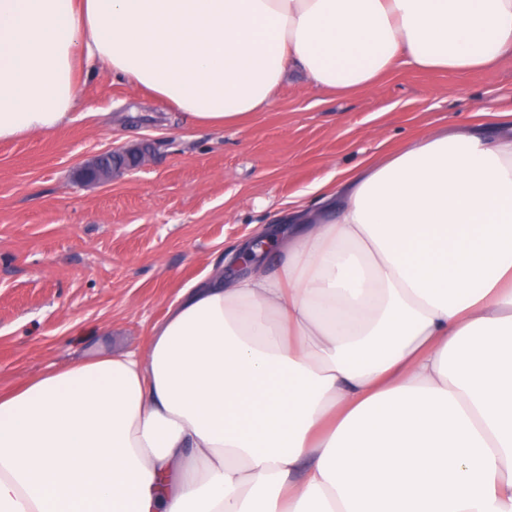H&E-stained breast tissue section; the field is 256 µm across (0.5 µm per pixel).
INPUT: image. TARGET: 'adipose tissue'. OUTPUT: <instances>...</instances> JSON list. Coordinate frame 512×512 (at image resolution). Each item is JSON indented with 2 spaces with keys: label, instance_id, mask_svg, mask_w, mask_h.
<instances>
[{
  "label": "adipose tissue",
  "instance_id": "obj_1",
  "mask_svg": "<svg viewBox=\"0 0 512 512\" xmlns=\"http://www.w3.org/2000/svg\"><path fill=\"white\" fill-rule=\"evenodd\" d=\"M512 56V0H0V142L95 63L192 125ZM314 185L123 350L0 394V512H512V124Z\"/></svg>",
  "mask_w": 512,
  "mask_h": 512
}]
</instances>
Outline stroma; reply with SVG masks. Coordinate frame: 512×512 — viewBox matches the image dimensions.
<instances>
[{
	"label": "stroma",
	"instance_id": "stroma-1",
	"mask_svg": "<svg viewBox=\"0 0 512 512\" xmlns=\"http://www.w3.org/2000/svg\"><path fill=\"white\" fill-rule=\"evenodd\" d=\"M82 119L0 143V389L145 348L151 326L213 258L256 226L317 209L313 184L482 109L512 111V59L470 71L404 65L375 88L331 95L291 77L245 127L184 123L162 100L97 67L79 81ZM144 161L87 184L97 154Z\"/></svg>",
	"mask_w": 512,
	"mask_h": 512
}]
</instances>
